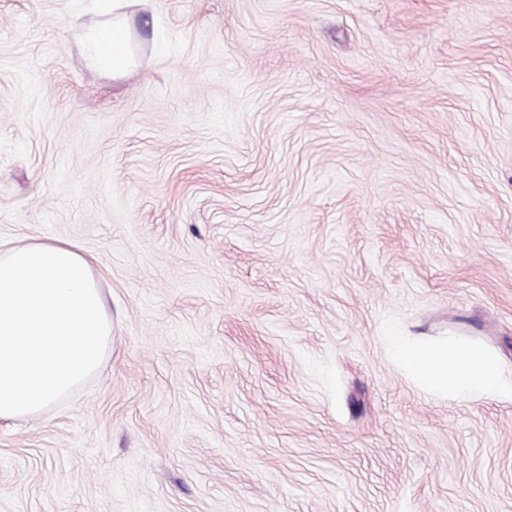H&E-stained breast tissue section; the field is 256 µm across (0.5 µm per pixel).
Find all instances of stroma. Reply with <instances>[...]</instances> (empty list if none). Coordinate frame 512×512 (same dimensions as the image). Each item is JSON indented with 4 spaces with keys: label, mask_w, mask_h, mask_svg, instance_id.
<instances>
[{
    "label": "stroma",
    "mask_w": 512,
    "mask_h": 512,
    "mask_svg": "<svg viewBox=\"0 0 512 512\" xmlns=\"http://www.w3.org/2000/svg\"><path fill=\"white\" fill-rule=\"evenodd\" d=\"M0 0V250L77 243L112 350L0 420V512H512V0ZM135 1H100L112 13V25L90 29L85 33L88 55L100 68L111 71L116 79L126 77L138 62L129 48V28L123 17L124 9L132 7ZM110 36L112 39H109ZM393 350L395 358L427 391L458 399L512 393V387L502 382L497 357L481 346L451 339L422 343L398 336Z\"/></svg>",
    "instance_id": "obj_1"
}]
</instances>
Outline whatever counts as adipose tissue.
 Wrapping results in <instances>:
<instances>
[{
  "instance_id": "adipose-tissue-1",
  "label": "adipose tissue",
  "mask_w": 512,
  "mask_h": 512,
  "mask_svg": "<svg viewBox=\"0 0 512 512\" xmlns=\"http://www.w3.org/2000/svg\"><path fill=\"white\" fill-rule=\"evenodd\" d=\"M134 0H104L112 23L88 30V55L113 78L137 60L124 19ZM112 320L92 260L71 241L44 239L0 252V420L39 415L97 369ZM396 359L422 389L458 399L506 394L498 359L478 345L396 337Z\"/></svg>"
}]
</instances>
